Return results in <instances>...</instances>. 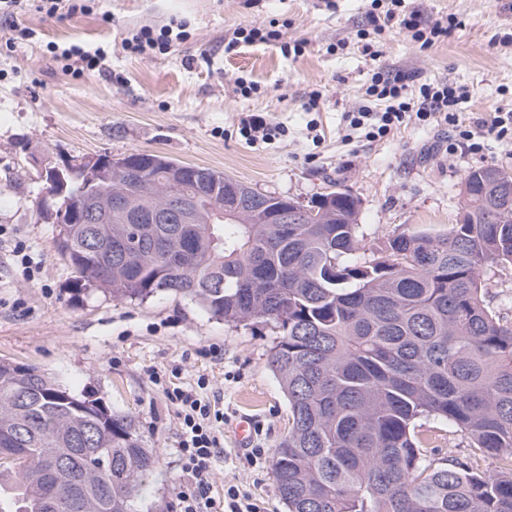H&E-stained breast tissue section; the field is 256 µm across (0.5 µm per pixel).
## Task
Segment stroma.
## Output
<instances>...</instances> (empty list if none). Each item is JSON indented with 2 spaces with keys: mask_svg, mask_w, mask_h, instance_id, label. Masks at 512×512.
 Wrapping results in <instances>:
<instances>
[{
  "mask_svg": "<svg viewBox=\"0 0 512 512\" xmlns=\"http://www.w3.org/2000/svg\"><path fill=\"white\" fill-rule=\"evenodd\" d=\"M94 3L93 13L71 18L22 15L33 39L0 55V226L7 229L0 236V358L38 367L71 391L96 394L135 417L146 446L157 451L140 489L152 512H178L180 468L178 420L149 372L185 388L207 375L206 395L224 412L214 495L234 484L264 512H285L272 460L288 431V401L268 365L273 327H234L174 294L131 302L77 289L56 251L57 225L39 216L46 194L41 168L52 157L137 151L210 167L307 205L339 186L360 200L358 222L369 247L421 224L456 223L465 173L482 165L512 170V140L490 141L481 156H451V125L411 124L370 142L350 128L346 114L364 104L377 66L466 91L453 125L512 110V0H405V12L448 19V37L424 50L396 22L370 35L380 53L375 61L358 42L369 26L370 0ZM174 16L187 17L191 28L169 53L124 50L131 32L160 28ZM273 20L282 24L279 41L227 50L237 28ZM73 42L103 47L104 70L65 76L47 46ZM115 73L122 82L112 81ZM240 80L252 93L240 94ZM315 92L320 99L312 109ZM253 112L282 134L248 144L237 126ZM20 244L41 265L30 280L14 256ZM244 413L253 422L245 448L234 435ZM422 425L433 436L435 461L473 454L467 439L441 432L438 421ZM253 448L264 450V464L248 465ZM476 457L481 472H499L500 458Z\"/></svg>",
  "mask_w": 512,
  "mask_h": 512,
  "instance_id": "stroma-1",
  "label": "stroma"
}]
</instances>
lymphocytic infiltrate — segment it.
<instances>
[{
    "label": "lymphocytic infiltrate",
    "mask_w": 512,
    "mask_h": 512,
    "mask_svg": "<svg viewBox=\"0 0 512 512\" xmlns=\"http://www.w3.org/2000/svg\"><path fill=\"white\" fill-rule=\"evenodd\" d=\"M35 10L48 18L74 16L90 12V0H0V20L13 25L17 15ZM188 22L183 18L171 19L168 26L153 31L140 29L125 41L128 51L167 53L174 34L184 31ZM52 58L63 73L79 79L104 66L106 53L80 45L53 51ZM367 93L373 106H361L351 113L349 123L353 129L364 130L367 137L376 139L388 136L401 125L414 121L421 125H439L448 121L452 112L458 111L464 96L448 83H428L415 74L392 73L376 69ZM512 135V113L493 117L491 123L474 122L458 127L448 140L449 153H479L488 138L504 140ZM209 380L199 377L195 387H164L163 392L174 408L180 433L176 455L182 480L176 498L180 512H261L256 500L230 485L222 498H214L211 488L215 481V462L224 446V436L218 425L224 414L205 400L202 392Z\"/></svg>",
    "instance_id": "obj_1"
}]
</instances>
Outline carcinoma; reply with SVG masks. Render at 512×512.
Here are the masks:
<instances>
[{
	"label": "carcinoma",
	"mask_w": 512,
	"mask_h": 512,
	"mask_svg": "<svg viewBox=\"0 0 512 512\" xmlns=\"http://www.w3.org/2000/svg\"><path fill=\"white\" fill-rule=\"evenodd\" d=\"M146 152L112 166L101 190L67 179L65 216L89 196L127 198L143 217L171 194L197 200L191 224H130L111 213L59 225L57 250L81 290L144 301L175 294L236 326L266 323L269 366L288 398L274 458L287 512H512V320L490 306L512 270V171L463 178L446 228L360 247L359 200L323 194L302 224H274L281 197L235 205L228 177ZM435 418L503 460L434 463L418 420ZM135 420L35 367L0 359V512H137L153 470Z\"/></svg>",
	"instance_id": "cac0c4a2"
}]
</instances>
